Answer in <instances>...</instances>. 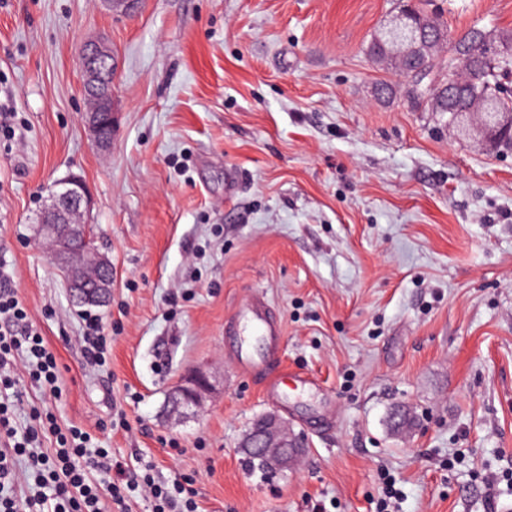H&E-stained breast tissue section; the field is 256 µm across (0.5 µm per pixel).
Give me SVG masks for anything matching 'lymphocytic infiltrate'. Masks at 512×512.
I'll return each mask as SVG.
<instances>
[{
  "instance_id": "1",
  "label": "lymphocytic infiltrate",
  "mask_w": 512,
  "mask_h": 512,
  "mask_svg": "<svg viewBox=\"0 0 512 512\" xmlns=\"http://www.w3.org/2000/svg\"><path fill=\"white\" fill-rule=\"evenodd\" d=\"M20 370L53 395H61L56 360L0 263V441L9 445L7 451H0V512H105L97 487L87 480L89 465L116 472L108 485L115 503H124L141 491L152 498L154 512H196L193 492L181 478L162 485L156 483L151 467L139 473L127 471L113 460L109 449L90 447L88 433L76 427L61 430L52 414L33 410L30 424L18 430L13 406L1 394L14 389ZM48 433L56 438L50 453L42 448ZM21 460L26 463L22 471L17 468Z\"/></svg>"
}]
</instances>
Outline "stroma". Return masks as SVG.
Instances as JSON below:
<instances>
[{"mask_svg": "<svg viewBox=\"0 0 512 512\" xmlns=\"http://www.w3.org/2000/svg\"><path fill=\"white\" fill-rule=\"evenodd\" d=\"M398 0H0V262L63 377H20L32 408L76 426L197 512H512V154L418 106L366 47ZM451 32L512 36V0H426ZM115 57L112 144L81 120L79 55ZM77 176L114 268L101 307L72 302L36 234L51 186ZM262 294L286 386L269 401L224 326ZM111 339L87 366L82 320ZM200 368L198 414L167 395ZM278 415L305 453L275 479L239 443Z\"/></svg>", "mask_w": 512, "mask_h": 512, "instance_id": "stroma-1", "label": "stroma"}]
</instances>
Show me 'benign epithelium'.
I'll return each instance as SVG.
<instances>
[{
    "mask_svg": "<svg viewBox=\"0 0 512 512\" xmlns=\"http://www.w3.org/2000/svg\"><path fill=\"white\" fill-rule=\"evenodd\" d=\"M430 34L431 31L417 27L408 9H401L383 33L392 42L385 61L402 59L407 39L418 38L424 42ZM80 70L84 94L88 95V100L99 102L83 112L84 123L96 146L104 149L111 140L103 136V129L112 126L115 119L112 98L115 63L108 43L101 38L85 42ZM460 116L466 118L467 125H478L487 138L493 132L490 113L481 107L470 108ZM49 198L50 205L44 210L40 223L54 259L65 270L73 298L78 302L94 299L104 303L112 291L114 271L108 257L87 245L84 218L93 208L92 196L81 179L71 177L55 183ZM211 390L212 384L204 371L188 372L171 389L166 413L171 417H184L195 412ZM247 447L266 457L276 474L290 467L294 458L302 454L304 441L272 414L264 417L260 427L248 437Z\"/></svg>",
    "mask_w": 512,
    "mask_h": 512,
    "instance_id": "1",
    "label": "benign epithelium"
}]
</instances>
